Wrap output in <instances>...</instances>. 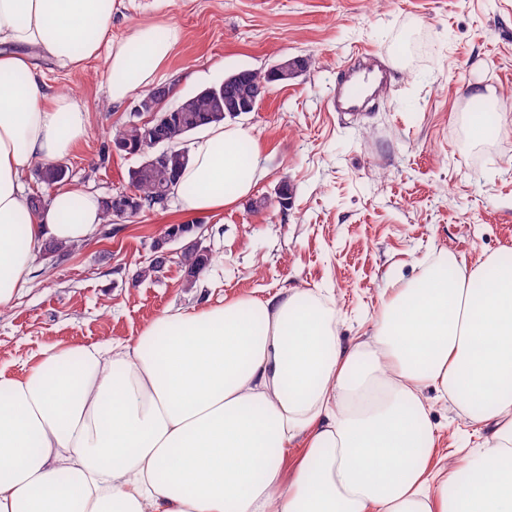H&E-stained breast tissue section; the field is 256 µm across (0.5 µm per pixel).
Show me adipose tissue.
I'll use <instances>...</instances> for the list:
<instances>
[{
    "mask_svg": "<svg viewBox=\"0 0 512 512\" xmlns=\"http://www.w3.org/2000/svg\"><path fill=\"white\" fill-rule=\"evenodd\" d=\"M112 3L0 0V308L45 243L86 242L103 211L67 188L29 204L24 170L88 133L83 101L50 93L35 56L71 71L104 59L119 103L183 37L142 22L109 39ZM263 177L253 136L211 125L175 194L182 212L214 214ZM428 388L490 431L457 470L432 466ZM0 512H512V260L439 257L348 344L310 288L169 312L120 341L45 344L22 376L0 374Z\"/></svg>",
    "mask_w": 512,
    "mask_h": 512,
    "instance_id": "obj_1",
    "label": "adipose tissue"
}]
</instances>
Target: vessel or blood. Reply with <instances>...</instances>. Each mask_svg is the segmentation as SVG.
I'll use <instances>...</instances> for the list:
<instances>
[{"instance_id":"1","label":"vessel or blood","mask_w":512,"mask_h":512,"mask_svg":"<svg viewBox=\"0 0 512 512\" xmlns=\"http://www.w3.org/2000/svg\"><path fill=\"white\" fill-rule=\"evenodd\" d=\"M366 70H358L355 60H348L336 76V94L330 106L336 112L359 111L370 96L381 95L388 83L389 71L378 56H364Z\"/></svg>"}]
</instances>
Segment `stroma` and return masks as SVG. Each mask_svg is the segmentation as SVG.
I'll list each match as a JSON object with an SVG mask.
<instances>
[{"label": "stroma", "instance_id": "1", "mask_svg": "<svg viewBox=\"0 0 512 512\" xmlns=\"http://www.w3.org/2000/svg\"><path fill=\"white\" fill-rule=\"evenodd\" d=\"M169 20L181 42L158 73L167 107L243 70L298 58L305 69L277 82L235 118L266 171L254 192L219 214L176 204L95 233L63 259L37 258L31 283L0 311V372L23 374L43 344L125 339L164 313L283 288L322 289L344 341L371 335L380 302L441 252L475 266L512 257V0H114L112 35ZM391 58L387 95L356 114L330 111L337 72L357 51ZM54 93L81 99L90 129L64 162L66 188L108 197L130 189L139 157L112 151L113 127L136 95L109 103L102 61L68 72L43 62ZM491 89L500 124L475 137L472 89ZM288 184L281 208L276 192ZM205 225L211 264L187 284L179 244L157 277L134 273L166 225ZM433 462L453 469L488 429L453 403H436Z\"/></svg>", "mask_w": 512, "mask_h": 512}]
</instances>
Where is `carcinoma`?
Instances as JSON below:
<instances>
[{
  "instance_id": "cac0c4a2",
  "label": "carcinoma",
  "mask_w": 512,
  "mask_h": 512,
  "mask_svg": "<svg viewBox=\"0 0 512 512\" xmlns=\"http://www.w3.org/2000/svg\"><path fill=\"white\" fill-rule=\"evenodd\" d=\"M272 82L274 78L267 71L243 69L227 76L224 83L205 88L184 99L182 104L187 106L185 110L170 112L158 104L148 109V112L155 113L154 121H163L162 134L168 159L162 167L153 164L151 156L144 153V127L136 122H128L112 129V142L122 143L126 153L141 157V163L129 172L136 197L143 205L141 212L157 209L155 198L168 180L178 185L181 173L189 161V150L184 147L188 136L203 126L221 124L229 118L228 113L224 112V103L217 102L214 95L230 94L250 102L260 99L261 93ZM67 172V166L53 163L39 167L36 176L41 183L51 188L63 183ZM170 235L178 236L183 243L181 263L186 271L187 283L191 285L207 270L210 264L209 253L198 239V231L192 222L168 225L165 233L156 239V245L165 247V239Z\"/></svg>"
}]
</instances>
